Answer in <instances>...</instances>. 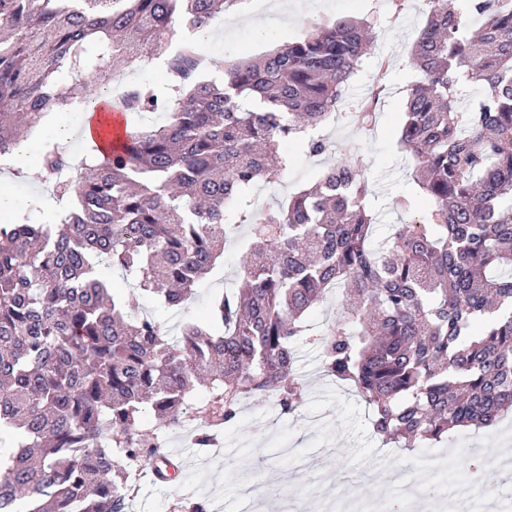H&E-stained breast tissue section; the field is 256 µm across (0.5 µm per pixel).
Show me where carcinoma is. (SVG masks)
<instances>
[{"mask_svg": "<svg viewBox=\"0 0 512 512\" xmlns=\"http://www.w3.org/2000/svg\"><path fill=\"white\" fill-rule=\"evenodd\" d=\"M426 2L411 53L423 80L399 143L431 207L383 239L353 148L285 206L249 197L288 169L281 142L331 150L313 131L362 68L366 20L226 63L219 84L198 79L188 46L169 61L174 95L133 87L115 105L165 107V124L129 130L114 157L92 147L73 180L56 178L70 166L64 145L42 153L38 180L77 206L58 224H0V512H128L129 458L171 478L144 418L179 427L197 397L206 428L230 424L245 399L294 412L298 340L355 388L373 432L405 448L512 411V0ZM227 3L0 0V155L73 105L59 73L81 79L90 105L117 67L161 54L180 23L206 29ZM468 83L483 94L462 109ZM381 95L355 113L360 129ZM242 230L244 287L215 296L176 340L99 271L105 260L137 296L179 309ZM337 286L348 299L314 335L308 317Z\"/></svg>", "mask_w": 512, "mask_h": 512, "instance_id": "cac0c4a2", "label": "carcinoma"}]
</instances>
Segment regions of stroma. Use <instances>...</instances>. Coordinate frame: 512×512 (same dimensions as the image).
<instances>
[{
	"mask_svg": "<svg viewBox=\"0 0 512 512\" xmlns=\"http://www.w3.org/2000/svg\"><path fill=\"white\" fill-rule=\"evenodd\" d=\"M270 7L271 0H235L210 29L234 36L239 60L260 57L304 36L312 25L334 20L373 19L377 38L335 121L322 129L331 152L312 157L299 144L286 143L293 164L277 183L254 187L256 205L263 208L287 202L317 182L342 157L344 148L352 145L368 164L366 176L379 216L378 235L386 236L394 224L416 223L428 206L416 194L411 160L397 140L406 89L420 78L411 63V50L426 23L424 0H291L278 39L256 40L252 29ZM164 63L160 56L146 58L121 71V84L106 85L103 91L117 100L139 83L165 90ZM376 86L385 89L377 121L371 129H358L352 115ZM0 175L6 178L5 190L17 199L37 196L43 200L42 205L5 214V221L53 223L56 210L50 191L16 174L10 162L0 160ZM404 195L413 199L407 210L397 205ZM239 260V252L225 253L223 262L201 280L182 309L170 311L151 299L145 300V309L154 311L169 336L178 335L181 324L201 316L212 297L234 287ZM296 350L297 368L305 381V400L299 410L288 414L273 401L246 402L235 422L220 432L223 456L181 469L173 482L155 484L146 476L137 477L130 489L132 512H181V504L191 500L205 501L208 512H219L223 506L229 512H261L273 491L285 484L293 495L280 502L281 512H328L356 500L375 512H388L395 499L387 490L388 480L398 467L407 469L423 488L447 486L446 497L433 503L435 512H446L452 503L471 504L479 510L496 504L501 512H512V471L499 465L502 449L512 448V418L493 428L458 432L447 444L420 442L409 449L399 448L374 434L369 407L349 386L323 374L317 350L304 343L297 344ZM475 461L492 466L493 490L461 497L458 491Z\"/></svg>",
	"mask_w": 512,
	"mask_h": 512,
	"instance_id": "35a3bbf8",
	"label": "stroma"
}]
</instances>
